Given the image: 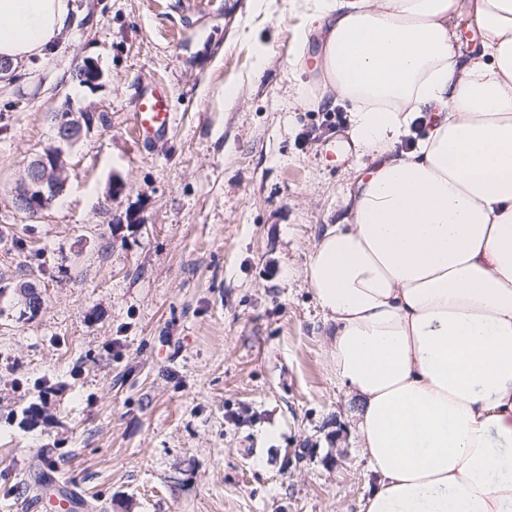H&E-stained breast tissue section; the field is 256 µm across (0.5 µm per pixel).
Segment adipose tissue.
<instances>
[{"label":"adipose tissue","instance_id":"1","mask_svg":"<svg viewBox=\"0 0 512 512\" xmlns=\"http://www.w3.org/2000/svg\"><path fill=\"white\" fill-rule=\"evenodd\" d=\"M72 11L0 0V60L44 55ZM313 18L376 161L306 268L376 481L363 510L512 512V0H313ZM425 108L438 121L395 156Z\"/></svg>","mask_w":512,"mask_h":512}]
</instances>
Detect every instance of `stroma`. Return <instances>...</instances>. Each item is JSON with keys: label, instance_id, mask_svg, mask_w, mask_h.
Segmentation results:
<instances>
[{"label": "stroma", "instance_id": "stroma-1", "mask_svg": "<svg viewBox=\"0 0 512 512\" xmlns=\"http://www.w3.org/2000/svg\"><path fill=\"white\" fill-rule=\"evenodd\" d=\"M74 5L52 52L0 77V512H57L58 488L21 482L49 469L74 512H361L374 478L305 269L373 161L322 84L312 0ZM154 83L174 124L146 147ZM66 103L103 119L24 218L11 192ZM45 379L68 388L41 407ZM133 119L137 138L143 145H153L162 140L174 120L167 90L160 85L146 88L135 103Z\"/></svg>", "mask_w": 512, "mask_h": 512}]
</instances>
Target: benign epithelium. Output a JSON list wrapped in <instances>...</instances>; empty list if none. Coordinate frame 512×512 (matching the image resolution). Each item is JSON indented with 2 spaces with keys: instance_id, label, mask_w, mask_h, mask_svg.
I'll return each mask as SVG.
<instances>
[{
  "instance_id": "7a95c632",
  "label": "benign epithelium",
  "mask_w": 512,
  "mask_h": 512,
  "mask_svg": "<svg viewBox=\"0 0 512 512\" xmlns=\"http://www.w3.org/2000/svg\"><path fill=\"white\" fill-rule=\"evenodd\" d=\"M95 121L94 111L75 110L68 104L53 115L51 144L29 162L12 191V203L17 211L33 218L63 195L69 150L93 129Z\"/></svg>"
}]
</instances>
